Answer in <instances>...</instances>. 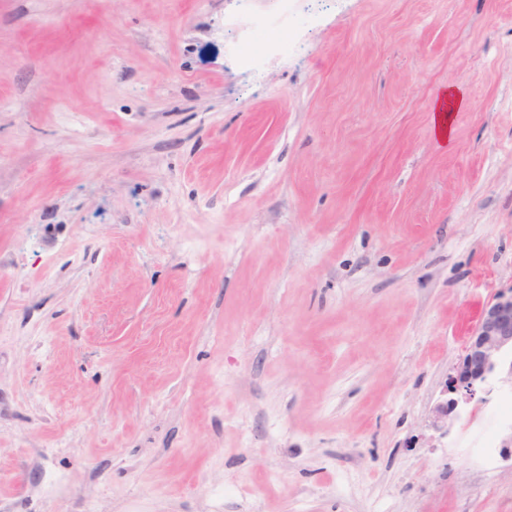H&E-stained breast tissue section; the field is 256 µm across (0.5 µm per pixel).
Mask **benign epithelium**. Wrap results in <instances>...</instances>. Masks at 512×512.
<instances>
[{"label": "benign epithelium", "instance_id": "benign-epithelium-1", "mask_svg": "<svg viewBox=\"0 0 512 512\" xmlns=\"http://www.w3.org/2000/svg\"><path fill=\"white\" fill-rule=\"evenodd\" d=\"M496 391L512 392V287L483 309L447 377L446 399L435 407L433 428L448 435L469 405L487 403Z\"/></svg>", "mask_w": 512, "mask_h": 512}]
</instances>
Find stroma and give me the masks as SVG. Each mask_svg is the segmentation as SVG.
Here are the masks:
<instances>
[{
	"label": "stroma",
	"instance_id": "stroma-1",
	"mask_svg": "<svg viewBox=\"0 0 512 512\" xmlns=\"http://www.w3.org/2000/svg\"><path fill=\"white\" fill-rule=\"evenodd\" d=\"M278 11L0 0V512L512 505L430 426L512 288V0H299L239 65ZM298 0H280L281 12L273 19L259 18L254 23L255 35L236 48V55L242 65H249L254 59L264 55L274 45L282 51L290 48L289 23L295 16ZM288 20V38L285 34V21ZM460 103V98L458 94L449 90L446 92L438 101L435 109H434V126L437 132L438 137L441 140H446L449 138L451 133V123L453 119V110Z\"/></svg>",
	"mask_w": 512,
	"mask_h": 512
}]
</instances>
